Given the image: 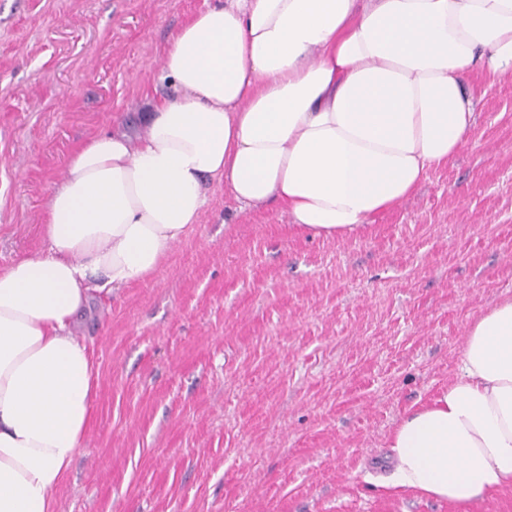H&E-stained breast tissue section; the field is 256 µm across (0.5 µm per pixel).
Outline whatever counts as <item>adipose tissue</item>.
<instances>
[{
	"label": "adipose tissue",
	"instance_id": "adipose-tissue-1",
	"mask_svg": "<svg viewBox=\"0 0 512 512\" xmlns=\"http://www.w3.org/2000/svg\"><path fill=\"white\" fill-rule=\"evenodd\" d=\"M476 70L512 76V0H218L183 25L146 135L82 144L50 194L46 251L0 270V512H53L92 417L79 319L158 269L207 180L350 235L464 144ZM389 446L396 489L468 502L512 485V298L472 323L455 379Z\"/></svg>",
	"mask_w": 512,
	"mask_h": 512
}]
</instances>
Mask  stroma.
<instances>
[{
    "label": "stroma",
    "mask_w": 512,
    "mask_h": 512,
    "mask_svg": "<svg viewBox=\"0 0 512 512\" xmlns=\"http://www.w3.org/2000/svg\"><path fill=\"white\" fill-rule=\"evenodd\" d=\"M214 0H0V269L44 252L48 196L95 136L143 135L162 54ZM468 143L345 238L206 183L201 220L77 326L92 420L55 512H512L390 490L391 433L512 297V79L469 76Z\"/></svg>",
    "instance_id": "1"
}]
</instances>
